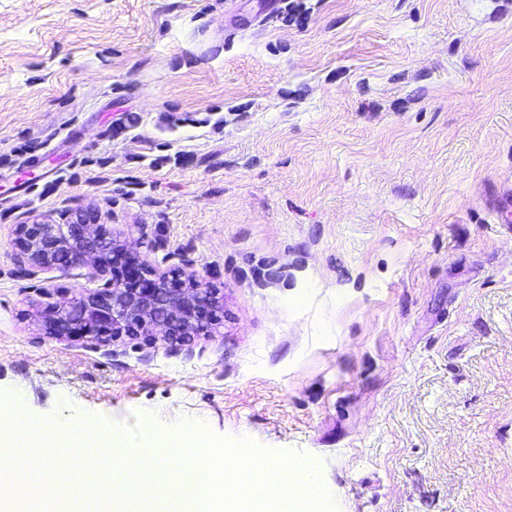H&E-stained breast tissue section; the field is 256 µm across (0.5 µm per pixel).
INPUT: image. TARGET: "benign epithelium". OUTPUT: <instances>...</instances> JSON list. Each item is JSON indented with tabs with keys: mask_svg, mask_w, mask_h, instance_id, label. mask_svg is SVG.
<instances>
[{
	"mask_svg": "<svg viewBox=\"0 0 512 512\" xmlns=\"http://www.w3.org/2000/svg\"><path fill=\"white\" fill-rule=\"evenodd\" d=\"M76 223L20 224L15 245L36 268H50L59 256L68 265L89 262L102 268L106 264L99 248L105 233L100 225L88 224L83 215L75 213ZM119 254L112 253V285L103 294L80 299L57 309L52 330L61 334H77L91 340L101 336H132L152 344L158 337L183 342L190 337L209 332L221 319L215 289L201 279L185 283L177 277L171 280L151 278L143 269L141 288L125 279L117 269Z\"/></svg>",
	"mask_w": 512,
	"mask_h": 512,
	"instance_id": "benign-epithelium-1",
	"label": "benign epithelium"
}]
</instances>
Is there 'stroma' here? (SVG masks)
<instances>
[{
	"label": "stroma",
	"mask_w": 512,
	"mask_h": 512,
	"mask_svg": "<svg viewBox=\"0 0 512 512\" xmlns=\"http://www.w3.org/2000/svg\"><path fill=\"white\" fill-rule=\"evenodd\" d=\"M507 183L512 0H0V398L294 452L337 512H512ZM76 211L219 328L49 334L112 271L16 229Z\"/></svg>",
	"instance_id": "stroma-1"
}]
</instances>
